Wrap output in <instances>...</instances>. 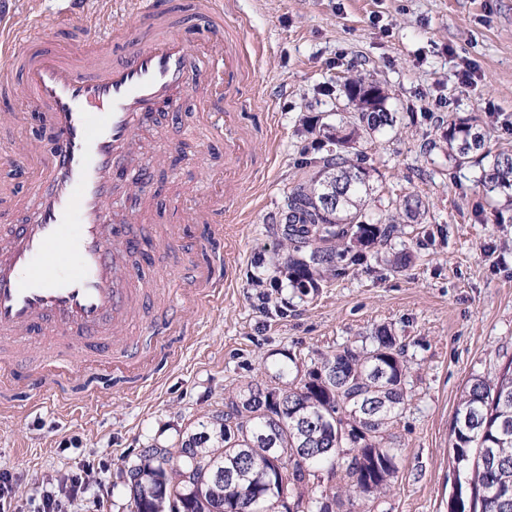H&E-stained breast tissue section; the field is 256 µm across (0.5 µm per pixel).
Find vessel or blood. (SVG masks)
<instances>
[{
	"instance_id": "obj_1",
	"label": "vessel or blood",
	"mask_w": 512,
	"mask_h": 512,
	"mask_svg": "<svg viewBox=\"0 0 512 512\" xmlns=\"http://www.w3.org/2000/svg\"><path fill=\"white\" fill-rule=\"evenodd\" d=\"M112 26L87 30L80 45L64 48L47 37L30 42L17 24L0 17V88L12 91L7 72L19 66L27 107L42 116L54 152L42 140L9 137L4 149L25 168L30 191L12 196L0 213V382L41 383L45 373L75 377L91 368L139 375L168 337L177 335L178 312L205 311L224 288V258L198 264L190 256L183 222L219 234L237 202L234 179L253 160L229 103L244 87L247 41L226 0H192L209 34L190 45L170 12L152 0H117ZM112 41L107 51L104 41ZM194 99L198 122L210 133L199 145H224V189L199 186L170 224L113 219L117 183L149 194L150 170H133L139 131L158 113L181 111ZM139 247L158 273L141 281L125 265ZM152 304L161 316L142 326ZM40 356L19 372V349Z\"/></svg>"
}]
</instances>
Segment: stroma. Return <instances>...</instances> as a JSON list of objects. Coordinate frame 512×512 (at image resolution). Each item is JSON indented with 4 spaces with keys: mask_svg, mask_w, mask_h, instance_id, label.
<instances>
[{
    "mask_svg": "<svg viewBox=\"0 0 512 512\" xmlns=\"http://www.w3.org/2000/svg\"><path fill=\"white\" fill-rule=\"evenodd\" d=\"M235 2L244 34L260 45L249 82L263 97L239 106L257 165L241 174L239 214L224 226L232 268L223 296L205 313L183 311L184 333L157 354L149 380L91 370L55 381L37 407L34 390L0 387V470L12 476L15 512L75 473L89 489L66 512H129L124 475L141 448H179L223 410L228 391L260 379L262 360L288 352L311 365L382 325L406 346L407 401L392 430L397 478L376 512H448L458 400L471 378L512 356V206L479 192L478 167L449 161L426 109L445 99L443 115L475 119L492 149L512 153V0ZM112 3L10 0V13L30 40L51 35L68 46L84 17L111 27ZM469 66L475 80L465 86L459 73ZM358 77L380 83L397 118L356 146L375 171L366 213L384 217L391 200L419 196L424 222L404 224L387 245L415 260L393 271L368 256L314 296L275 287L276 217L312 172L307 128L335 112L342 82ZM193 119L188 107L142 136V160L157 164L152 195L138 206L145 223H170L175 199L224 160L216 144L194 162Z\"/></svg>",
    "mask_w": 512,
    "mask_h": 512,
    "instance_id": "obj_1",
    "label": "stroma"
}]
</instances>
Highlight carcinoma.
I'll return each mask as SVG.
<instances>
[{
	"label": "carcinoma",
	"instance_id": "carcinoma-1",
	"mask_svg": "<svg viewBox=\"0 0 512 512\" xmlns=\"http://www.w3.org/2000/svg\"><path fill=\"white\" fill-rule=\"evenodd\" d=\"M349 120L308 127L326 153L305 183L292 187L279 224L287 246L278 266L293 288L316 292L355 266L366 251L394 234L396 219L372 224L364 212L371 170L350 156L365 135L391 128L396 116L383 88L363 79L345 87ZM448 159L482 164L478 183L490 198L512 203V154L494 153L469 119L441 122ZM396 209L415 224L423 201L406 195ZM413 260L403 248L380 258L392 270ZM270 382L249 383L224 398L223 423L200 424L178 453L145 448L128 467L131 512H321L315 483L343 512L355 496L373 502L390 491L398 473L391 429L406 405L405 345L381 326L371 346H343L304 369L290 353L264 365ZM460 487L471 498L450 499L448 512H512V357L465 388L450 427ZM190 472L186 484L180 473Z\"/></svg>",
	"mask_w": 512,
	"mask_h": 512
}]
</instances>
